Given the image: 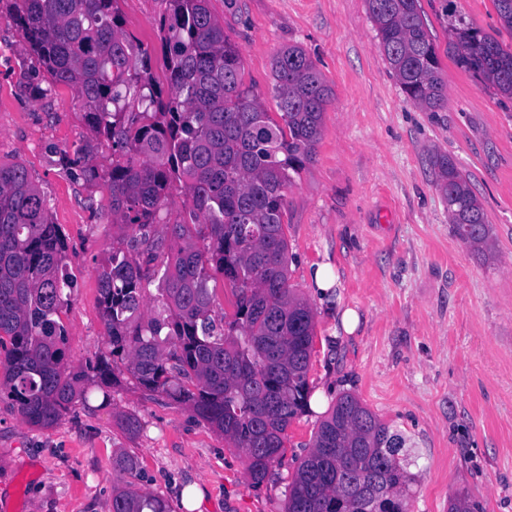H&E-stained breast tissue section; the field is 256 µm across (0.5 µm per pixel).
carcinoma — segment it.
I'll use <instances>...</instances> for the list:
<instances>
[{
	"label": "carcinoma",
	"instance_id": "cac0c4a2",
	"mask_svg": "<svg viewBox=\"0 0 512 512\" xmlns=\"http://www.w3.org/2000/svg\"><path fill=\"white\" fill-rule=\"evenodd\" d=\"M7 2L5 18L51 86L74 89L84 122L112 147L106 185L125 246L98 274L107 351L75 370L61 318L74 288L62 272L66 235L26 166L0 164V401L49 428L83 397L79 384H114L120 361L140 387L187 405L224 435L260 485L310 397L314 311L289 284L283 217L294 176L315 156L331 87L303 48H284L272 63L274 119L244 84L239 49L211 0H167L156 22L166 96L151 51L123 29L117 0ZM493 3L512 38V0ZM367 7L402 92L431 112L444 107L420 0ZM451 32L458 63L512 98V43L462 22ZM67 165L99 178L85 148ZM435 168L456 235L480 245L486 217L468 177L444 155ZM177 185L183 215L173 219ZM215 272L235 297L220 327L211 317ZM400 444L357 397L342 395L297 467L285 512H372L378 502L383 512H408L414 477ZM119 471L128 481L112 494V512H171L133 488L135 458H120Z\"/></svg>",
	"mask_w": 512,
	"mask_h": 512
}]
</instances>
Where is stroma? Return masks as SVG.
<instances>
[{
	"label": "stroma",
	"mask_w": 512,
	"mask_h": 512,
	"mask_svg": "<svg viewBox=\"0 0 512 512\" xmlns=\"http://www.w3.org/2000/svg\"><path fill=\"white\" fill-rule=\"evenodd\" d=\"M446 85L428 112L400 89L366 0H211L238 46L244 82L277 109L272 62L302 47L333 95L312 163L288 190L290 283L315 312L308 412L288 428L285 455L252 486L247 464L222 434L183 404L127 380L89 388L56 425L39 429L0 403V512H112L123 480L117 456L139 461L140 492L188 512L182 488L197 484L200 512H285L288 485L336 399H360L403 440L415 477L409 512H448L464 496L477 512H512V99L462 68L448 50L459 16L496 35L493 0H420ZM125 29L165 70L156 22L166 0H118ZM91 147L99 180L64 159ZM466 174L487 218L471 247L455 234L434 161ZM23 162L68 238L76 282L61 317L72 368L105 348L97 270L121 237L103 181L112 151L82 119L72 88L49 87L15 27L0 18V163ZM331 264L337 288L310 273ZM359 322L346 331L342 317ZM140 429L127 432L122 417Z\"/></svg>",
	"instance_id": "35a3bbf8"
}]
</instances>
